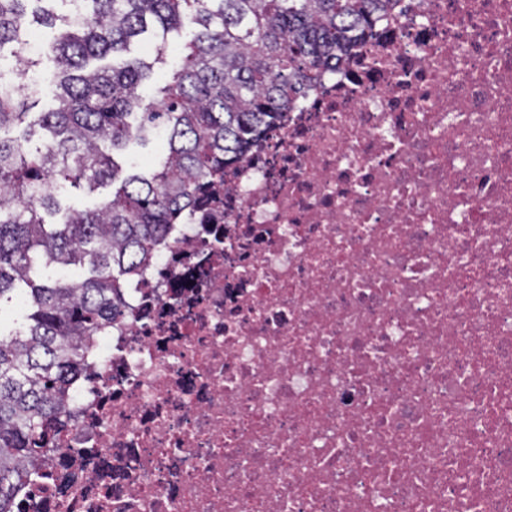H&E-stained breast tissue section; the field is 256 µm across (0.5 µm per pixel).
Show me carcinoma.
Returning a JSON list of instances; mask_svg holds the SVG:
<instances>
[{"mask_svg":"<svg viewBox=\"0 0 512 512\" xmlns=\"http://www.w3.org/2000/svg\"><path fill=\"white\" fill-rule=\"evenodd\" d=\"M67 0H0V48L20 47L33 22L54 26L46 5ZM394 0H82L83 17L62 20L54 46L56 108L42 112L44 134L0 138V512L16 505L37 476L38 457L67 416L80 370L95 360L103 331L128 316L125 289L149 266L172 227L203 211L209 186L234 165L263 129L312 89L371 32ZM199 31L181 64L144 111L139 89L152 78L167 36ZM154 58L119 66L148 31ZM40 90L0 83V129L21 124ZM164 130L168 152L147 174L115 158L129 141ZM119 184L112 200L72 210L62 222L59 191ZM86 267L82 280L36 284L35 262ZM26 296L20 318L1 305Z\"/></svg>","mask_w":512,"mask_h":512,"instance_id":"cac0c4a2","label":"carcinoma"}]
</instances>
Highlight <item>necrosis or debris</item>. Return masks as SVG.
Listing matches in <instances>:
<instances>
[{
	"label": "necrosis or debris",
	"mask_w": 512,
	"mask_h": 512,
	"mask_svg": "<svg viewBox=\"0 0 512 512\" xmlns=\"http://www.w3.org/2000/svg\"><path fill=\"white\" fill-rule=\"evenodd\" d=\"M176 225L26 512H512V0H396Z\"/></svg>",
	"instance_id": "4bbe7bcc"
}]
</instances>
